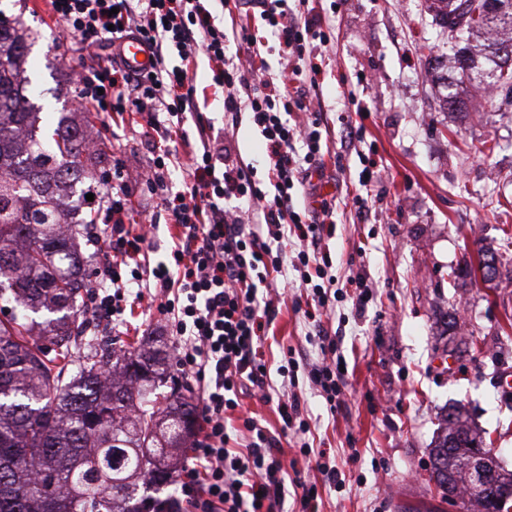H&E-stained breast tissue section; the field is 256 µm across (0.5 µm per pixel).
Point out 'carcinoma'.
<instances>
[{
  "label": "carcinoma",
  "mask_w": 512,
  "mask_h": 512,
  "mask_svg": "<svg viewBox=\"0 0 512 512\" xmlns=\"http://www.w3.org/2000/svg\"><path fill=\"white\" fill-rule=\"evenodd\" d=\"M476 1L490 16L473 24ZM432 5L451 41L510 34L465 42L453 63L469 80L512 87V55L500 54L512 46V0ZM26 50L18 26L0 23V512H167L149 492L176 481L198 408L172 372L164 337L143 336L118 354L80 319L94 255L79 239L93 240L95 219L89 211L69 220L66 202L84 179L106 180L108 146L88 144L66 114L42 138L25 94ZM479 265L485 281L496 277L495 254H481ZM482 444L463 424L446 430L430 480L463 512H509L511 472L484 489L448 468Z\"/></svg>",
  "instance_id": "obj_1"
}]
</instances>
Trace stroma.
<instances>
[{
	"instance_id": "stroma-1",
	"label": "stroma",
	"mask_w": 512,
	"mask_h": 512,
	"mask_svg": "<svg viewBox=\"0 0 512 512\" xmlns=\"http://www.w3.org/2000/svg\"><path fill=\"white\" fill-rule=\"evenodd\" d=\"M297 17L322 20L321 66L315 94L321 112L324 179L295 200L332 197L334 224L323 244L338 288L323 326L347 363L344 403L329 410L307 379L295 390L310 416V457L288 448L301 480L317 484V512H460L430 482V448L442 411L464 407L471 426L491 441L498 461L512 470V90L492 98L462 81L444 60L454 52L435 25L426 0H290ZM0 17L30 33L26 57L29 96L40 124L74 109L75 78L90 62L69 32L52 21L42 0H0ZM205 88L203 123L186 134L223 136L225 155L262 168L265 147L249 122L233 124L224 97L209 85L205 56L193 70ZM458 84L462 109H443L446 82ZM92 136L110 139L133 190L132 206L154 216L149 256L169 261L174 233L155 196L140 185L152 163L142 127L95 114ZM495 142L493 154L481 151ZM362 195L363 206L353 198ZM494 252L499 273L489 283L452 277L479 249ZM360 275L370 299L346 287ZM300 272L289 271L276 302L272 335L264 343L270 367L291 348L314 361L315 327L295 301L305 295ZM99 335L130 345L149 335L156 317L128 303L125 322L89 312ZM357 455L348 465L349 455ZM346 469L343 485H322L317 463Z\"/></svg>"
}]
</instances>
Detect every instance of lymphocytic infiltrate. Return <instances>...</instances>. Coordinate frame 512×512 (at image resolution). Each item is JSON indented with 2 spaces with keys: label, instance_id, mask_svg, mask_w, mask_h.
<instances>
[{
  "label": "lymphocytic infiltrate",
  "instance_id": "lymphocytic-infiltrate-1",
  "mask_svg": "<svg viewBox=\"0 0 512 512\" xmlns=\"http://www.w3.org/2000/svg\"><path fill=\"white\" fill-rule=\"evenodd\" d=\"M267 31L298 62L311 57L318 17L297 19L288 0H257ZM51 19L60 22L80 49L114 46L135 35L152 57L149 72L136 73L114 56L98 61L83 80L79 99L95 111L130 113L146 124L153 143L182 146L189 163L181 190L169 188V152L156 154L146 183L161 199L175 228L173 265L151 263L145 253L147 225L130 222L131 190L121 173L100 195L110 219L96 247L104 260L98 285L112 317L124 315L128 298L146 303L158 315L163 335L173 337L175 366L199 391L201 427L177 489L182 512H278L287 469L281 437L308 432L297 394L273 391L261 352L272 301L265 291L287 268L315 266L324 272L329 253L320 251L321 231L332 204L297 212L293 198L322 178L321 121L311 111V86L302 68L291 70L288 86L266 79V61L256 34L241 29L251 48L246 60L227 53L228 36L217 27L205 0H45ZM205 54L214 88L224 92V108L248 114L268 143V179L253 166L233 160L210 145L196 147L184 125L198 116V90L190 71ZM247 220H240V210ZM291 235L305 246L294 256L280 242ZM321 361L308 378L329 408L346 387L336 346L321 337ZM275 393L281 424L272 432L255 418L233 423L244 390Z\"/></svg>",
  "mask_w": 512,
  "mask_h": 512
}]
</instances>
